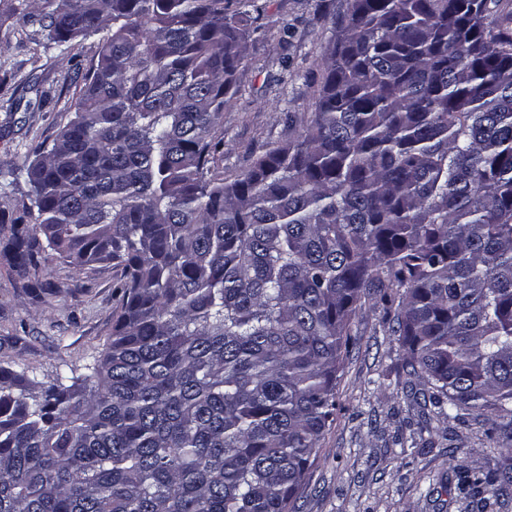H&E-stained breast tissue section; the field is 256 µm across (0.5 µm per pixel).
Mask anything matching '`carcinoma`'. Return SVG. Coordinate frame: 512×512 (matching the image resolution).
<instances>
[{
    "label": "carcinoma",
    "instance_id": "1",
    "mask_svg": "<svg viewBox=\"0 0 512 512\" xmlns=\"http://www.w3.org/2000/svg\"><path fill=\"white\" fill-rule=\"evenodd\" d=\"M47 45L102 35L27 169L46 251L124 270L84 378L0 368V512H295L372 294L424 406L512 456V29L499 0H350L313 112L224 179L257 0H51ZM46 244H41L36 231ZM494 512L512 465L455 466Z\"/></svg>",
    "mask_w": 512,
    "mask_h": 512
}]
</instances>
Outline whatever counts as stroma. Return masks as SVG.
<instances>
[{"label":"stroma","mask_w":512,"mask_h":512,"mask_svg":"<svg viewBox=\"0 0 512 512\" xmlns=\"http://www.w3.org/2000/svg\"><path fill=\"white\" fill-rule=\"evenodd\" d=\"M241 91L224 109V175L247 170L272 142L294 138L287 115L312 109L322 62L348 0H263ZM44 0H0V367L52 382L83 367L112 336L121 268L100 264L76 274L52 260L37 279L17 274L3 247L16 222L35 224L26 169L73 118L98 40L43 48L21 11ZM383 304L367 300L354 320L355 344L295 512H472L455 489L452 462L495 470L512 458L489 448L481 425L458 420L419 425L401 365L404 352Z\"/></svg>","instance_id":"1"}]
</instances>
